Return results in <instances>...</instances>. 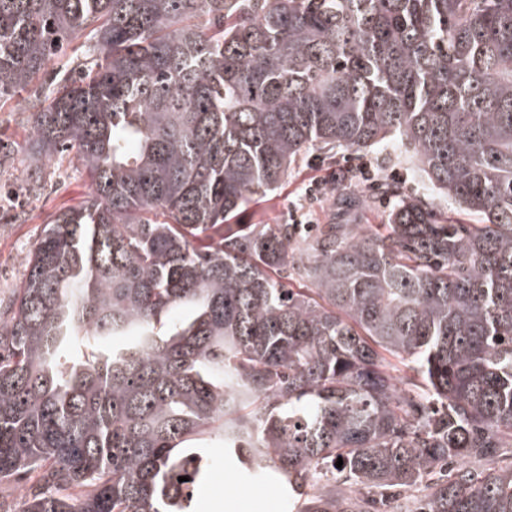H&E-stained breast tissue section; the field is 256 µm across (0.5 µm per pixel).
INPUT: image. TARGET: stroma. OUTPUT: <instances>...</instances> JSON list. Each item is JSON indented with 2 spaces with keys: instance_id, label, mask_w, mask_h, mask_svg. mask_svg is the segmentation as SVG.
I'll return each instance as SVG.
<instances>
[{
  "instance_id": "35a3bbf8",
  "label": "stroma",
  "mask_w": 512,
  "mask_h": 512,
  "mask_svg": "<svg viewBox=\"0 0 512 512\" xmlns=\"http://www.w3.org/2000/svg\"><path fill=\"white\" fill-rule=\"evenodd\" d=\"M43 79L34 80L26 91L0 97V154L10 161L0 168V183L14 184L31 174H40L44 188L40 193L20 195L10 214L0 215V298H11L25 275L24 258L42 233L49 217L60 209L80 204L88 197L90 183L75 165L59 168L34 165L29 159L31 138L27 117L42 98ZM400 149L390 146L366 154L351 152L328 161L312 154L298 161L278 188L255 197L236 218L240 224H289L304 219L308 224L327 220L321 196H307L313 183L335 180L345 168L367 164L372 179H357L361 191L371 192L374 182L386 179L399 183L418 195H431L429 183L410 166L396 160ZM213 467L208 481L196 488L193 512H283L278 487L271 483L243 485L231 482L232 469L224 462L220 449H213Z\"/></svg>"
}]
</instances>
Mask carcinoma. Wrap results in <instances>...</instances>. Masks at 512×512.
I'll use <instances>...</instances> for the list:
<instances>
[{
    "mask_svg": "<svg viewBox=\"0 0 512 512\" xmlns=\"http://www.w3.org/2000/svg\"><path fill=\"white\" fill-rule=\"evenodd\" d=\"M83 34L28 117L93 202L0 299V512H190L209 448L295 512H512V0H0V96ZM396 140L477 223L387 183L338 224L347 170L325 224L226 223ZM89 44L84 37L72 39L68 43L65 52L48 64L46 72L59 71L63 73L77 68L85 62ZM396 201L397 199L395 198H376L373 201L372 206L361 212L356 223L365 225L369 224L372 225L371 227L373 230H382L380 224H387V215L395 205Z\"/></svg>",
    "mask_w": 512,
    "mask_h": 512,
    "instance_id": "obj_1",
    "label": "carcinoma"
}]
</instances>
